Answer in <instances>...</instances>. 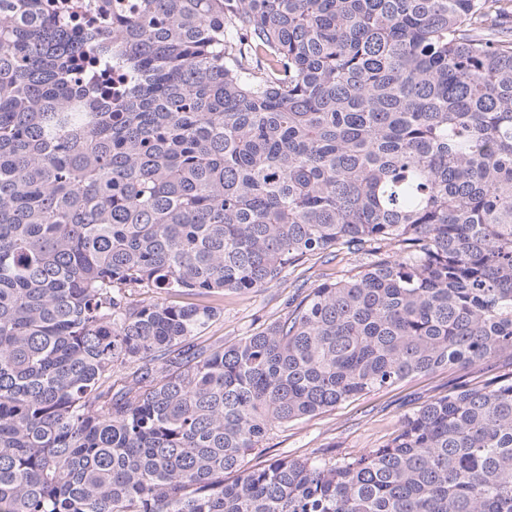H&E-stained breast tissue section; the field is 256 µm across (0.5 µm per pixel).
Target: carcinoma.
I'll use <instances>...</instances> for the list:
<instances>
[{
	"label": "carcinoma",
	"instance_id": "carcinoma-1",
	"mask_svg": "<svg viewBox=\"0 0 512 512\" xmlns=\"http://www.w3.org/2000/svg\"><path fill=\"white\" fill-rule=\"evenodd\" d=\"M42 2L0 0V512H512V371L342 465L245 464L512 361V0ZM339 245L375 258L194 344L201 299ZM506 363L503 358L467 368L448 366L369 392L315 417L276 425L263 442V451L247 458L248 466L281 457L323 458L341 465L385 444L405 415L448 394L454 384L481 386L503 371H511Z\"/></svg>",
	"mask_w": 512,
	"mask_h": 512
}]
</instances>
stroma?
<instances>
[{"label": "stroma", "mask_w": 512, "mask_h": 512, "mask_svg": "<svg viewBox=\"0 0 512 512\" xmlns=\"http://www.w3.org/2000/svg\"><path fill=\"white\" fill-rule=\"evenodd\" d=\"M373 253L340 249L334 259L307 256L283 278L246 293H225L210 299L216 318L204 329L202 344L231 342L283 318L288 302L301 299L313 288L356 272L371 262ZM505 361H491L467 368L451 366L417 375L395 386L382 388L344 402L315 417L272 428L260 453L249 456V465L288 458H323L336 464L350 461L368 449L390 440L405 415L447 395L459 382L480 386L501 374Z\"/></svg>", "instance_id": "obj_1"}]
</instances>
